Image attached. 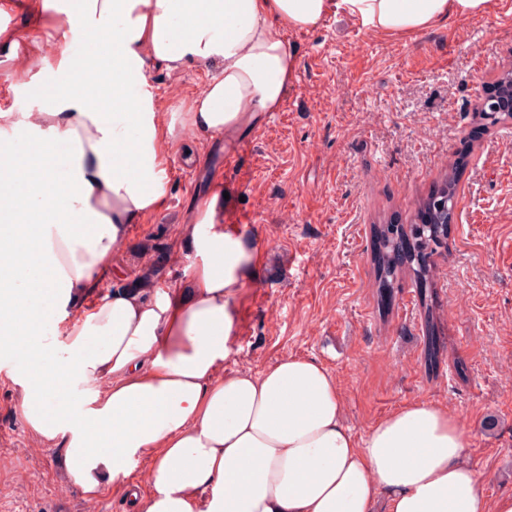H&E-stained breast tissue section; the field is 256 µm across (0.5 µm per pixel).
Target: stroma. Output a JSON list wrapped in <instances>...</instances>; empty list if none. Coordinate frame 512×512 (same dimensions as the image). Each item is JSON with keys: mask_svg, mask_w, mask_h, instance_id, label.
<instances>
[{"mask_svg": "<svg viewBox=\"0 0 512 512\" xmlns=\"http://www.w3.org/2000/svg\"><path fill=\"white\" fill-rule=\"evenodd\" d=\"M29 0L0 25L23 33L0 52V109L35 111L22 85L54 63L58 31ZM295 70L279 112L232 136L177 128L161 205L131 225L103 291L141 273L163 246L158 280L189 264L181 225L216 184L262 259L244 282L224 372L258 373L289 356L323 364L342 417L363 438L386 414L429 402L457 417L488 496L512 491V122L483 126L489 89L512 71V0L480 16L409 34L368 31L343 15L285 29ZM159 111H187L206 69H151ZM458 174L447 245L429 282L404 270L379 286L376 243ZM21 354L0 348V512H134L105 487L86 501L63 445L39 447L7 374Z\"/></svg>", "mask_w": 512, "mask_h": 512, "instance_id": "1", "label": "stroma"}]
</instances>
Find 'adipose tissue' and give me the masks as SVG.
<instances>
[{
  "mask_svg": "<svg viewBox=\"0 0 512 512\" xmlns=\"http://www.w3.org/2000/svg\"><path fill=\"white\" fill-rule=\"evenodd\" d=\"M486 2L38 0L63 34L54 66L24 84L37 111H0L20 144L0 156V345L22 346L20 414L38 445L64 443L87 501L109 482L138 512H512V491L483 492L445 409L401 408L358 439L316 360L223 374L259 254L225 224L222 186L183 226L182 288L99 291L131 224L160 205L176 125L227 135L279 111L294 69L284 28L336 11L412 33ZM152 65L214 69L179 124L156 110Z\"/></svg>",
  "mask_w": 512,
  "mask_h": 512,
  "instance_id": "obj_1",
  "label": "adipose tissue"
}]
</instances>
